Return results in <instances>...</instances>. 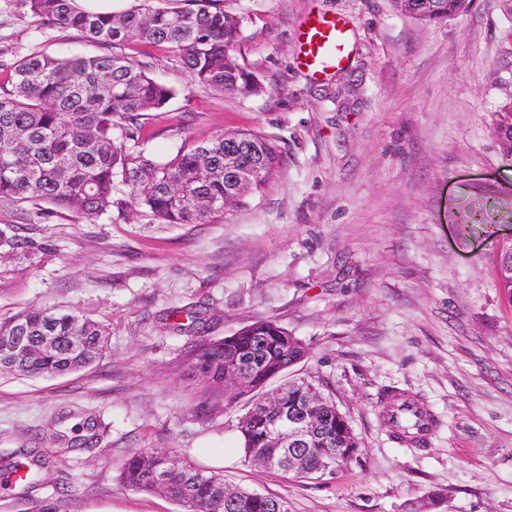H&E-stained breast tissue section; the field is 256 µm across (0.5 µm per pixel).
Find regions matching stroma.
Here are the masks:
<instances>
[{
    "mask_svg": "<svg viewBox=\"0 0 512 512\" xmlns=\"http://www.w3.org/2000/svg\"><path fill=\"white\" fill-rule=\"evenodd\" d=\"M242 19L234 51L262 81L238 99L191 83L171 49L126 46L172 87L142 118L156 161L234 131L280 140L262 192L206 224H160L128 187L112 214L38 215L0 207V320L62 308L109 332L93 365L56 377L0 373V450L44 462L41 498L69 512H183L119 478L131 452L166 448L224 472L228 486L287 500L290 512H412L432 493L445 512H512V294L497 276L512 238V154L496 129L512 113V0H470L422 23L395 0H224ZM312 11L349 26L344 68L315 80L297 66ZM95 55L73 30L41 31L20 0H0V58ZM199 312L221 338L272 319L301 339L310 376L350 420L359 459L323 482L244 462L236 425L247 398L212 414L187 375ZM426 401L441 425L426 449L398 445L379 392ZM98 445L76 447L88 419Z\"/></svg>",
    "mask_w": 512,
    "mask_h": 512,
    "instance_id": "obj_1",
    "label": "stroma"
}]
</instances>
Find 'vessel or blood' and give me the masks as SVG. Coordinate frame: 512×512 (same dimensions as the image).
<instances>
[{
  "label": "vessel or blood",
  "instance_id": "b4317fda",
  "mask_svg": "<svg viewBox=\"0 0 512 512\" xmlns=\"http://www.w3.org/2000/svg\"><path fill=\"white\" fill-rule=\"evenodd\" d=\"M298 64L313 77H321L343 66L349 54L346 21L337 15L313 13L301 23L297 33Z\"/></svg>",
  "mask_w": 512,
  "mask_h": 512
}]
</instances>
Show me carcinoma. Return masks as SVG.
Wrapping results in <instances>:
<instances>
[{"mask_svg": "<svg viewBox=\"0 0 512 512\" xmlns=\"http://www.w3.org/2000/svg\"><path fill=\"white\" fill-rule=\"evenodd\" d=\"M45 27L77 31L93 44L114 48L101 55L46 52L16 54L0 64L8 87H0V205L39 201L70 212L100 217L112 212L117 186L130 189L135 204L161 224H205L224 215V137L195 143L159 163L144 151L133 156L125 143H140L142 113L160 110L175 95L173 88L151 77L133 57L120 52L131 43L167 46L191 81L219 94L241 98L257 96L263 84L233 54L241 27L240 17L224 11L219 0H191L193 7L176 10L155 7L152 0H137L127 11L115 14L82 10L75 0H23ZM435 11L415 16L430 23L448 18V0H437ZM245 141L265 144L272 169L282 161L277 141L264 134L240 131ZM49 318L56 326L59 344L50 355L15 352L0 372L29 377L60 375L86 367L107 349L106 330L99 323L65 309H32L0 323V333L40 335L39 323ZM269 337L260 357L288 369L307 347L298 339L283 347L278 337L287 333L274 320L254 322L233 337L201 338L185 354L189 374L208 382L218 394L224 391V363L249 353L246 336ZM317 397L325 404L309 405ZM288 407L329 408L333 438L314 440L300 449L306 458L298 479L324 481L325 468L336 453V441L356 440L350 423L336 425V404L315 380L295 379L284 397ZM262 394L255 393L251 414L238 420L244 460L261 454L278 456L279 448L259 447L265 430ZM382 423L392 440L424 448L427 435L414 431L415 422L401 416L415 409L435 425L427 405L398 388L381 393ZM164 470L168 480L150 479ZM121 481L146 494H160L182 505L185 512H289L288 502L246 489L224 495V474L194 463L174 452L150 448L128 456Z\"/></svg>", "mask_w": 512, "mask_h": 512, "instance_id": "carcinoma-1", "label": "carcinoma"}]
</instances>
